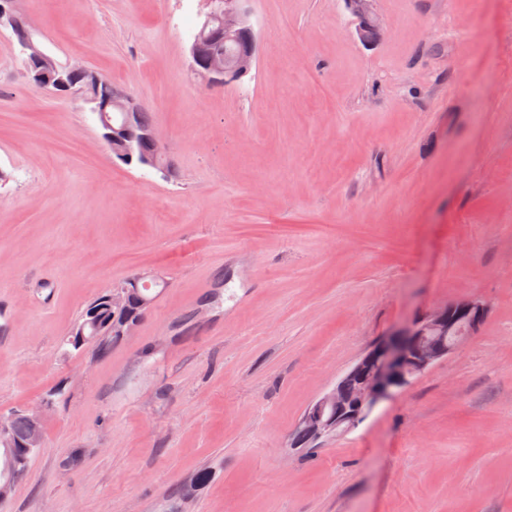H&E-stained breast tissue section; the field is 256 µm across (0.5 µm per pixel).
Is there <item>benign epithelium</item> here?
Segmentation results:
<instances>
[{
	"label": "benign epithelium",
	"instance_id": "obj_1",
	"mask_svg": "<svg viewBox=\"0 0 512 512\" xmlns=\"http://www.w3.org/2000/svg\"><path fill=\"white\" fill-rule=\"evenodd\" d=\"M204 11L190 45L195 73L209 84L229 85L250 74L256 61L259 39L251 20L250 0H202ZM356 22L355 33L364 44L380 35L382 21L376 9L378 0H344ZM9 28L20 51L29 59L32 78L39 88L56 94L68 88L66 80L83 76L88 69L66 64L56 65L37 41L38 29L29 24L18 30L8 2L0 3V28ZM238 45L232 54L210 52L200 60L205 48L218 39ZM93 112H119L117 126L103 121L102 138L109 145L126 147L138 137L161 145L155 130L136 126L140 105L128 97L102 102L91 99ZM489 313V306L478 298H461L448 303L414 322L405 330L388 335L374 343L330 389L315 398L303 413L288 446L313 445L321 439L345 433L364 421L384 400L397 395L414 378L430 366L459 351ZM27 415L32 429L27 447L42 443L41 416L30 410ZM10 418L0 417V459L5 470L13 472L19 465L12 452L9 437Z\"/></svg>",
	"mask_w": 512,
	"mask_h": 512
}]
</instances>
